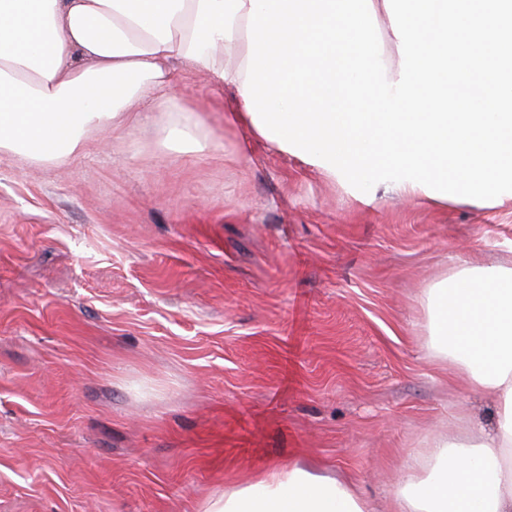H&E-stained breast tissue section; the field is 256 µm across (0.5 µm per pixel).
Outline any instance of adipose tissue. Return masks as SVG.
<instances>
[{
    "label": "adipose tissue",
    "mask_w": 512,
    "mask_h": 512,
    "mask_svg": "<svg viewBox=\"0 0 512 512\" xmlns=\"http://www.w3.org/2000/svg\"><path fill=\"white\" fill-rule=\"evenodd\" d=\"M390 22L398 64L372 39ZM512 0H0V155L40 161L124 131L135 98L200 147L176 96L184 61L231 89L224 122L347 184L493 205L512 186ZM429 348L491 397L478 436L409 454L395 512H512V266L463 263L426 292ZM202 512H371L348 482L298 464L225 490Z\"/></svg>",
    "instance_id": "ef3b65f1"
}]
</instances>
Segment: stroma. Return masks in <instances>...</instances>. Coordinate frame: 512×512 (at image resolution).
I'll return each instance as SVG.
<instances>
[{
	"label": "stroma",
	"instance_id": "1",
	"mask_svg": "<svg viewBox=\"0 0 512 512\" xmlns=\"http://www.w3.org/2000/svg\"><path fill=\"white\" fill-rule=\"evenodd\" d=\"M175 91L210 148H166L158 113L57 162L0 155V512H201L293 462L391 512L405 454L494 423L423 300L512 263V196L353 189L225 127L203 72Z\"/></svg>",
	"mask_w": 512,
	"mask_h": 512
}]
</instances>
